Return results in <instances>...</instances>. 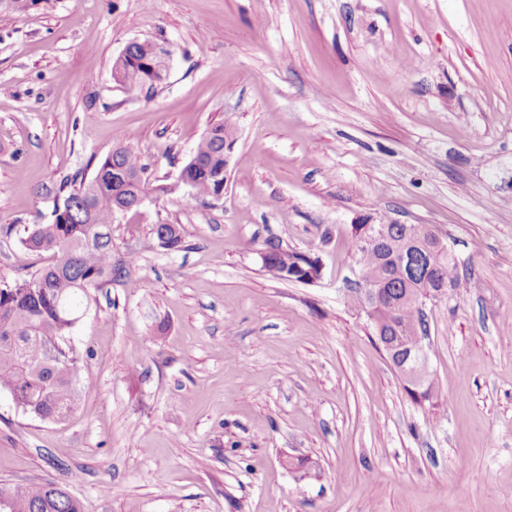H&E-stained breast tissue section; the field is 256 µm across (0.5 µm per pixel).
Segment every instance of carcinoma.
Segmentation results:
<instances>
[{
    "label": "carcinoma",
    "mask_w": 512,
    "mask_h": 512,
    "mask_svg": "<svg viewBox=\"0 0 512 512\" xmlns=\"http://www.w3.org/2000/svg\"><path fill=\"white\" fill-rule=\"evenodd\" d=\"M162 58L155 43L129 41L124 57L115 62L118 78L131 89L162 81ZM236 138L230 125L216 124L204 133L193 158L181 169L191 183L195 199L213 196L212 176L224 165V140ZM145 172L135 145H117L99 159L92 172L79 170L64 176L53 200L50 219L35 224L21 243L28 250L47 253L56 260L31 277H22L0 288V390H6L24 412L41 420L63 422L71 417L78 400V358L69 344V333L79 320L82 301L112 280L117 271L112 257V224L135 194L147 190ZM353 243L363 284L377 285L383 299L374 306L354 293L351 303L370 320L379 344L395 350L411 346L417 337L404 332L423 327L415 306L405 301L417 286L456 291L464 287L459 264L452 253L431 257L422 248L412 264L400 267L390 253L364 247L367 227L355 224ZM275 264L293 269L301 259L273 241L266 243ZM14 503L16 512H83V504L64 493L60 484L47 481L25 486L0 481V504Z\"/></svg>",
    "instance_id": "carcinoma-1"
}]
</instances>
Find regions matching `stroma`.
<instances>
[{
	"mask_svg": "<svg viewBox=\"0 0 512 512\" xmlns=\"http://www.w3.org/2000/svg\"><path fill=\"white\" fill-rule=\"evenodd\" d=\"M134 39L171 52L153 88L113 77ZM0 85V286L47 264L20 239L62 176L131 141L168 183L237 130L220 199L113 224L77 410L1 391L0 480L84 512H512V0H40L0 13ZM381 222L426 225L467 276L426 306L423 404L350 304L352 227ZM271 238L320 278L267 271Z\"/></svg>",
	"mask_w": 512,
	"mask_h": 512,
	"instance_id": "stroma-1",
	"label": "stroma"
}]
</instances>
